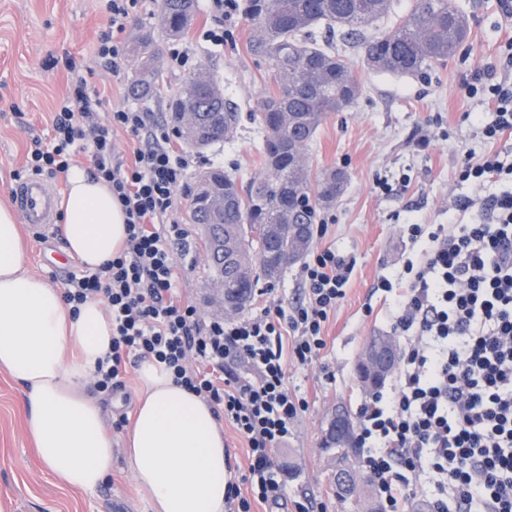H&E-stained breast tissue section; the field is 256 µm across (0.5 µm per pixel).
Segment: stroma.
Returning a JSON list of instances; mask_svg holds the SVG:
<instances>
[{
  "label": "stroma",
  "instance_id": "1",
  "mask_svg": "<svg viewBox=\"0 0 512 512\" xmlns=\"http://www.w3.org/2000/svg\"><path fill=\"white\" fill-rule=\"evenodd\" d=\"M470 19V35L452 59L434 64L424 74H379L370 70L355 41L337 40L336 47L361 79L363 93L348 110L335 112L322 123L308 150L312 168H343L349 180L336 205L319 212L328 226L314 237L313 248H336L353 257L355 267L345 297L327 322V347L307 368L289 365L288 379L308 394L309 408L294 424L287 445L276 452L285 475L288 504L280 512H295V502L310 512H351L332 484L331 459L322 449L325 420L338 403L359 412L366 400L354 369L369 337L391 335V293L378 290L381 279L393 287L406 284L404 265L417 247L407 225L457 224L462 217L455 200H481L484 189L457 182L456 165L463 153L497 152L512 162V137L489 143L477 122L494 116L488 100L467 97L464 85L495 74L512 83V67L503 58L512 42V0H457ZM160 0H141L128 24L125 40L139 32L153 35L159 48L163 88L147 104L158 123L168 120V103L179 93L184 74L168 67L171 44L160 20ZM106 24L97 0H0V204L10 205L14 173L21 169L32 137H50L57 100L68 90L66 59L88 61ZM209 20L196 13L182 43L200 65L210 69L224 89V98L240 114L233 138L192 153V167L219 166L243 180L261 175L255 146L261 134L254 112L266 93L268 64L246 49L251 21L241 17L224 24V43L202 36ZM139 62L127 56L120 72L95 69L88 81L100 93V120L113 109L131 105L128 94ZM388 180L392 193L376 187ZM188 224L194 263L180 282L205 315H212L207 285L212 273L201 244V228L188 222V199L180 197L175 214ZM25 264L50 286L63 288L70 273L82 264L71 259L56 270L44 262L46 253L63 248L58 227L47 240L30 227L22 229ZM302 263L288 266L266 293L255 295L247 313L267 303L296 301L303 294ZM26 407L20 386L0 370V512H152L146 493L134 479L128 460V431L112 435V470L92 492L63 487L37 458L24 427Z\"/></svg>",
  "mask_w": 512,
  "mask_h": 512
}]
</instances>
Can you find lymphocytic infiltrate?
Masks as SVG:
<instances>
[{
  "mask_svg": "<svg viewBox=\"0 0 512 512\" xmlns=\"http://www.w3.org/2000/svg\"><path fill=\"white\" fill-rule=\"evenodd\" d=\"M138 2L101 0L108 28L95 49L99 66L121 69L122 35ZM68 71L71 91L56 106L53 135L31 139L23 172L64 175L85 156L125 215L120 251L100 269L72 275L62 293L71 313L99 299L112 318L111 350L93 371L96 387L124 389L128 366L157 364L247 444L244 472L225 484V512L279 505L286 495L274 452L308 408L288 385V366L320 358L325 325L355 263L324 248L302 268V302L247 318L204 315L177 289L185 268L176 258L189 256L191 243L186 226L171 218L190 167L173 148L176 129L130 107L100 122L101 101L88 93L81 65L69 62ZM465 92L494 104L483 139L512 135L511 84L478 80ZM117 129L139 141L132 159L116 153ZM459 179L500 190L478 204L458 201L462 211L480 207L477 222L411 225L421 252L418 262H406L407 285L395 291L393 330L404 344L393 388L360 409L356 445L368 451L383 512H409L425 482L438 490L431 512H512V164L468 154Z\"/></svg>",
  "mask_w": 512,
  "mask_h": 512,
  "instance_id": "1",
  "label": "lymphocytic infiltrate"
}]
</instances>
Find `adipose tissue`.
<instances>
[{
    "mask_svg": "<svg viewBox=\"0 0 512 512\" xmlns=\"http://www.w3.org/2000/svg\"><path fill=\"white\" fill-rule=\"evenodd\" d=\"M60 231L70 255L96 269L124 241L125 216L107 183L72 168ZM112 345L101 301L71 316L59 289L29 271L21 227L0 205V369L28 403L26 428L38 455L64 486L92 491L112 468V439L82 386ZM130 437V466L153 512H224V435L209 405L145 362Z\"/></svg>",
    "mask_w": 512,
    "mask_h": 512,
    "instance_id": "1",
    "label": "adipose tissue"
}]
</instances>
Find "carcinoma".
<instances>
[{
  "label": "carcinoma",
  "instance_id": "obj_1",
  "mask_svg": "<svg viewBox=\"0 0 512 512\" xmlns=\"http://www.w3.org/2000/svg\"><path fill=\"white\" fill-rule=\"evenodd\" d=\"M392 0H247L254 34L248 52L269 64L268 89L258 112L263 138L257 147L262 178L243 182L212 167L206 176L210 189L190 187L188 218L204 231V245L222 236L233 246L236 261L254 269L256 280L267 284L280 277L291 258L302 257L312 237L294 232L295 224L314 223L317 211L336 204L348 173L340 168L313 170L296 154L306 155L320 125L332 112H343L362 95L360 79L332 42L318 44L313 29L323 25L357 40L367 66L377 73L423 74L432 64L455 55L469 34L467 17L456 0H414L409 14L386 29L378 22ZM196 12V0H162L161 22L167 36L185 34ZM150 33L130 47L141 67L129 95L148 101L160 93L158 56ZM185 83L189 96L178 94L170 105L171 121L178 113L193 112L196 128L210 134L213 145L233 137L240 121L236 109L217 92L218 79L199 67ZM213 194L224 196V209L212 207ZM212 273L224 277L230 298H254L250 289L232 277L225 260L210 262Z\"/></svg>",
  "mask_w": 512,
  "mask_h": 512
}]
</instances>
